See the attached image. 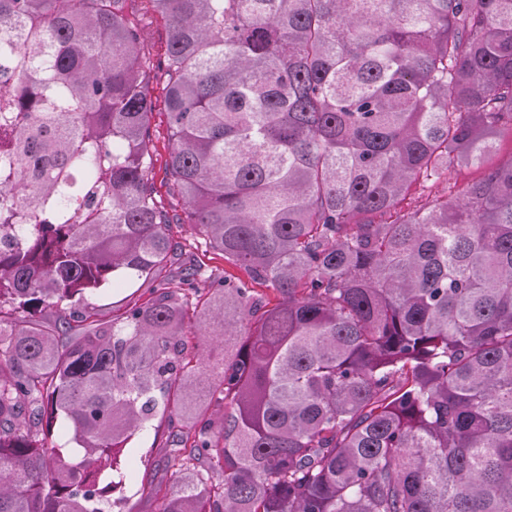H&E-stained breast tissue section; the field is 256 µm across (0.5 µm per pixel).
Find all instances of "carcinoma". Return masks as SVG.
<instances>
[{"instance_id":"1","label":"carcinoma","mask_w":512,"mask_h":512,"mask_svg":"<svg viewBox=\"0 0 512 512\" xmlns=\"http://www.w3.org/2000/svg\"><path fill=\"white\" fill-rule=\"evenodd\" d=\"M153 13L156 66L127 0H0V512L118 505L163 418L157 512H512V159L400 207L512 133V0ZM111 281L152 296L109 316ZM146 52L152 60L157 61L164 56L167 49V28L164 19L159 15L151 14L144 25ZM164 85L159 78L153 79L151 84V96L153 100V116L151 127L153 133V157H154V183L158 196L164 203L178 213H182L183 204L178 198L168 194L166 185V161L170 151L168 137V118L165 102ZM483 172V168H458L449 176V181L441 179L424 191L421 185L414 184L402 201L401 206H412L421 199L420 197H424L428 194H444L451 190L454 195H457L462 192L469 183L479 179L483 175ZM448 187H450V189H448ZM196 244H198V249L194 251L198 258L205 264L204 269L206 270L207 274L212 272L214 275L224 276L225 270L226 272L235 276L244 277V271L224 263V257L222 254L211 250L204 252V249H206L204 244L201 245L197 242ZM155 425H159L156 434L150 430L135 437L122 459L121 465L127 474L123 512H156L155 501L140 494L141 485L153 482L168 488L172 484L173 469L169 467L171 448L166 439L172 429L187 431L189 424L175 419L172 423L163 420L155 422Z\"/></svg>"}]
</instances>
